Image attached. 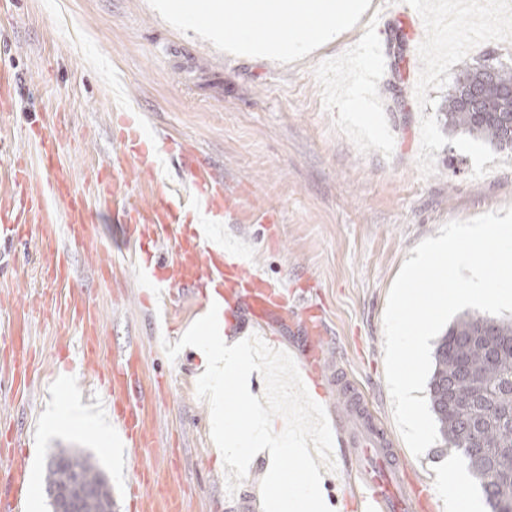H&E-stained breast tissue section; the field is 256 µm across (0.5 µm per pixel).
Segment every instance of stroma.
Masks as SVG:
<instances>
[{
    "mask_svg": "<svg viewBox=\"0 0 512 512\" xmlns=\"http://www.w3.org/2000/svg\"><path fill=\"white\" fill-rule=\"evenodd\" d=\"M413 25L421 47L401 40ZM423 56L413 65L414 52ZM512 56V9L505 0H422L404 19L401 0H371L368 17L335 42L288 64L225 51L191 20L162 12L157 0H0V69L16 73L12 103L0 112V196L8 195L14 160L27 165L32 192L53 169L97 215L84 239L71 240L63 207L49 200L53 226L1 242L0 456L34 449L35 496L23 512H51L45 473L59 447L93 455L112 489V512L130 509L128 486L148 475L149 498L173 495L179 512H262L267 461L252 460L234 494L211 438V415L198 398L202 373L193 348L176 360L164 342L179 336L208 306L178 288L150 292L141 264H169L181 229L142 240L127 212L105 196L101 174L143 207L154 202L148 175L130 180L116 137L120 115L133 113L147 134L191 144L231 191L234 223L223 239L270 279L294 289V305L316 300L328 334L321 383H307L328 420L340 410L337 384L361 395L364 420L382 424L412 474L429 486L437 512H467L443 490L448 455L436 441L414 456L394 420L385 380L384 312L403 262L442 225L512 206V152L443 128L440 114L461 71ZM361 87L378 131L347 120L345 94ZM33 125L58 126L66 138L47 168ZM58 250L66 272L46 274ZM28 352L26 384L13 379L11 342ZM97 357L86 364L82 351ZM137 358L140 426L157 450L137 462L112 420L99 376L126 355Z\"/></svg>",
    "mask_w": 512,
    "mask_h": 512,
    "instance_id": "1",
    "label": "stroma"
}]
</instances>
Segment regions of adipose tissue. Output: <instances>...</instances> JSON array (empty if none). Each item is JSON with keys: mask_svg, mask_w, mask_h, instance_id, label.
I'll return each mask as SVG.
<instances>
[{"mask_svg": "<svg viewBox=\"0 0 512 512\" xmlns=\"http://www.w3.org/2000/svg\"><path fill=\"white\" fill-rule=\"evenodd\" d=\"M369 0H174L175 10L224 31L227 45L291 58L352 29Z\"/></svg>", "mask_w": 512, "mask_h": 512, "instance_id": "obj_1", "label": "adipose tissue"}]
</instances>
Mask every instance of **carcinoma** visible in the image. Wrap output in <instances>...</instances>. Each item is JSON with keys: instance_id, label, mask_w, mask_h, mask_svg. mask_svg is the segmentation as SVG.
I'll use <instances>...</instances> for the list:
<instances>
[{"instance_id": "carcinoma-1", "label": "carcinoma", "mask_w": 512, "mask_h": 512, "mask_svg": "<svg viewBox=\"0 0 512 512\" xmlns=\"http://www.w3.org/2000/svg\"><path fill=\"white\" fill-rule=\"evenodd\" d=\"M444 124L512 151V64L483 63L460 74L448 92ZM429 382L432 412L450 452L462 454L490 512H512V321L465 312L438 340ZM76 476L95 492L86 512H105L111 488L94 457L53 453L47 489Z\"/></svg>"}]
</instances>
